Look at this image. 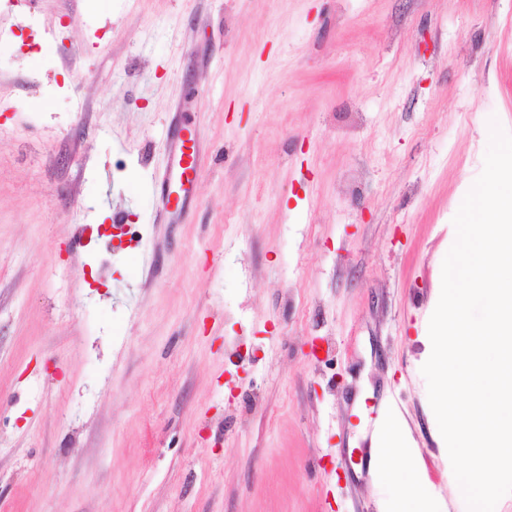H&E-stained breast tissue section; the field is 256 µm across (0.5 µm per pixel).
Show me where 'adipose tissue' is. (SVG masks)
Returning <instances> with one entry per match:
<instances>
[{
    "instance_id": "adipose-tissue-1",
    "label": "adipose tissue",
    "mask_w": 512,
    "mask_h": 512,
    "mask_svg": "<svg viewBox=\"0 0 512 512\" xmlns=\"http://www.w3.org/2000/svg\"><path fill=\"white\" fill-rule=\"evenodd\" d=\"M408 436L395 416H387L371 450L373 477L379 483L403 487V495L391 503L390 512H438L428 494V480L411 453L405 452Z\"/></svg>"
}]
</instances>
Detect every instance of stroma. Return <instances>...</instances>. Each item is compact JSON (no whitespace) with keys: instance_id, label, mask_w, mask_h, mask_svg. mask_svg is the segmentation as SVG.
<instances>
[{"instance_id":"1","label":"stroma","mask_w":512,"mask_h":512,"mask_svg":"<svg viewBox=\"0 0 512 512\" xmlns=\"http://www.w3.org/2000/svg\"><path fill=\"white\" fill-rule=\"evenodd\" d=\"M493 118L512 0H0V512H380L388 409L468 512L421 368ZM174 145L177 152L178 173L168 177L172 190L163 201L168 219L181 211L192 195L193 178L191 173L197 175L200 163V143L196 127L193 124L184 123L176 134ZM172 194L175 195L173 201L171 200Z\"/></svg>"}]
</instances>
